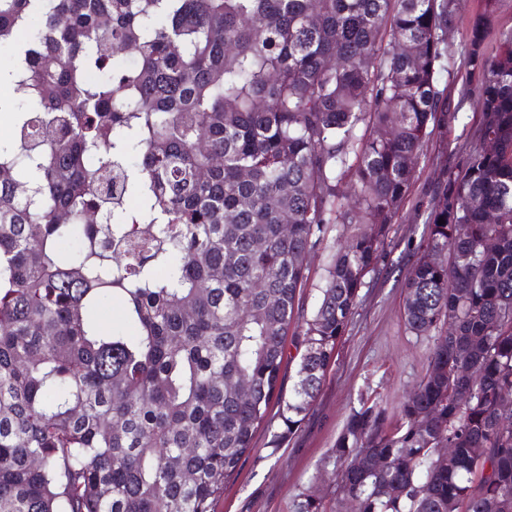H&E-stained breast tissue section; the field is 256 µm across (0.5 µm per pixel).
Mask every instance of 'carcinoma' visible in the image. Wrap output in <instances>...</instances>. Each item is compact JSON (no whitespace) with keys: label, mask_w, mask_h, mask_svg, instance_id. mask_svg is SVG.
I'll return each mask as SVG.
<instances>
[{"label":"carcinoma","mask_w":512,"mask_h":512,"mask_svg":"<svg viewBox=\"0 0 512 512\" xmlns=\"http://www.w3.org/2000/svg\"><path fill=\"white\" fill-rule=\"evenodd\" d=\"M462 2L0 0V94L29 99L0 147V512H215L271 405L270 443L292 433L448 125ZM488 12L462 62L478 136L405 276L425 373L336 440L352 512H512V29ZM114 297L132 336L95 320ZM329 227L324 244L319 249L311 251L308 255L307 262L310 267V279L300 298L299 310L295 312L294 324L287 337L285 356L279 378V387L286 397H288V391L295 382L296 365L299 355L303 350L300 345L298 349L295 347L296 342L300 343L303 336H292L291 334L293 331L302 333L305 330L306 321L311 318L313 311L320 301V288L323 285V268L326 266L331 247L336 240L341 239L343 234H345V227L342 224ZM324 247L327 248L324 249Z\"/></svg>","instance_id":"cac0c4a2"}]
</instances>
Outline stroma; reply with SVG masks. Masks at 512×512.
I'll use <instances>...</instances> for the list:
<instances>
[{
	"label": "stroma",
	"mask_w": 512,
	"mask_h": 512,
	"mask_svg": "<svg viewBox=\"0 0 512 512\" xmlns=\"http://www.w3.org/2000/svg\"><path fill=\"white\" fill-rule=\"evenodd\" d=\"M489 1L494 4L495 26L512 27V0H463L438 74L448 106V126L432 136L417 160L413 189L392 226L390 252L361 289L320 392L278 449L269 446L271 431L256 432L254 449L228 480L217 512H295L297 504L309 497L322 501L326 512H350L336 480L340 463L334 453L347 417L363 393L381 394L389 406H396L423 375L432 340L404 326L405 275L417 258L415 247L443 166L462 165L476 136L479 112L475 95L465 89L461 53L473 17ZM344 232L343 225L330 226L323 247L308 255L310 279L295 313L294 333L286 341L281 391H289L295 382L300 355L296 335L304 331L320 301L328 249Z\"/></svg>",
	"instance_id": "stroma-1"
}]
</instances>
